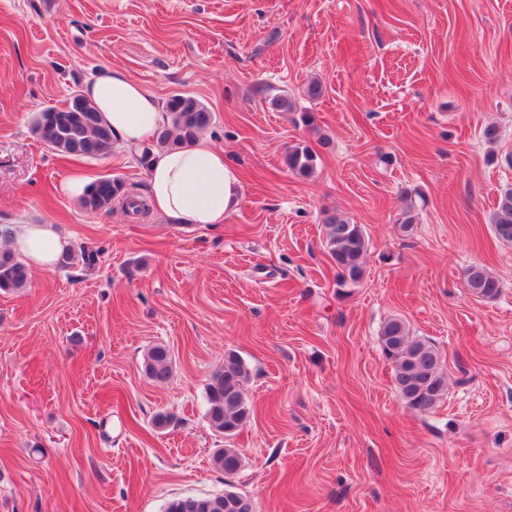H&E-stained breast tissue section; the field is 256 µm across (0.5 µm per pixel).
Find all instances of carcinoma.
<instances>
[{
	"label": "carcinoma",
	"mask_w": 512,
	"mask_h": 512,
	"mask_svg": "<svg viewBox=\"0 0 512 512\" xmlns=\"http://www.w3.org/2000/svg\"><path fill=\"white\" fill-rule=\"evenodd\" d=\"M169 122L158 127L150 148L140 151L139 163L147 168L154 154L186 147L209 127L211 112L198 99L184 93L170 96L165 103ZM32 132L51 150L63 156L100 159L112 153V127L86 98L78 94L75 103L66 109L49 108L36 114ZM318 156L308 147L288 149L284 163L288 170L304 178L312 176ZM123 193V184L105 178L92 183L83 196L82 207L89 211H108L112 202ZM123 208L131 216L149 211L146 200L127 196ZM496 238L512 244V188L504 190L492 215ZM326 247L336 266V285L347 288L358 284L364 276V257L368 243L360 225L340 213L324 218ZM99 251L82 247L67 251L61 257L64 267L80 265L92 269L97 265ZM469 292L482 299L492 300L500 293V281L480 264L464 270ZM30 274L23 262L9 248L0 249V290L19 291L28 287ZM384 354L392 363V381L408 406L427 411L435 406L447 387L442 356L437 346L426 339L410 334L406 322L394 316L382 327L380 334ZM146 374L155 382H166L171 372V354L167 347L156 345L144 358ZM250 376L245 361L235 352L224 354L223 365L215 371L206 388L207 418L212 430L232 437L249 421L252 412L244 387ZM213 465L224 475L235 474L241 457L235 448H220L213 455ZM165 512H224V499L218 496H185L167 503Z\"/></svg>",
	"instance_id": "cac0c4a2"
}]
</instances>
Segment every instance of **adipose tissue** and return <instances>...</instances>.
I'll return each instance as SVG.
<instances>
[{
  "instance_id": "obj_1",
  "label": "adipose tissue",
  "mask_w": 512,
  "mask_h": 512,
  "mask_svg": "<svg viewBox=\"0 0 512 512\" xmlns=\"http://www.w3.org/2000/svg\"><path fill=\"white\" fill-rule=\"evenodd\" d=\"M85 97L111 126L116 145L137 150L150 146L165 120L155 98L124 72L105 68L90 80ZM147 194L154 207L185 224H220L241 199L236 171L224 153L206 139L162 152L147 173ZM12 247L35 270L52 269L62 242L53 225L20 224L12 229Z\"/></svg>"
}]
</instances>
